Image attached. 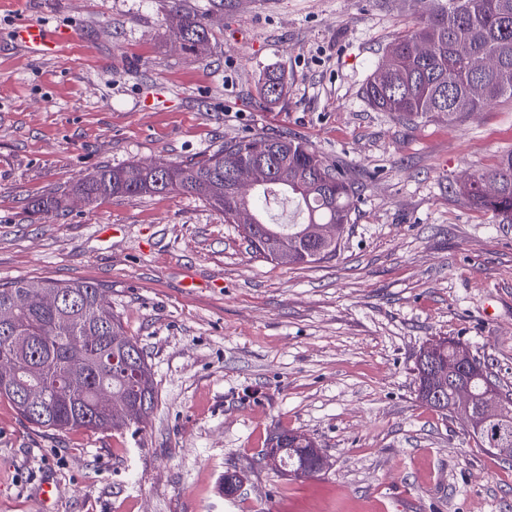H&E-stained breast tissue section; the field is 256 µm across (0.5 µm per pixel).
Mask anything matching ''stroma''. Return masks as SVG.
Segmentation results:
<instances>
[{
	"label": "stroma",
	"mask_w": 512,
	"mask_h": 512,
	"mask_svg": "<svg viewBox=\"0 0 512 512\" xmlns=\"http://www.w3.org/2000/svg\"><path fill=\"white\" fill-rule=\"evenodd\" d=\"M181 6L206 9L208 56L164 40L171 0L0 6V283L104 285L158 389L135 435L39 429L0 397V512H512V461L416 398L419 352L445 336L512 391V224L459 191L512 151V99L453 123L368 104L387 46L430 0ZM25 18L73 40L28 54L13 39ZM269 73L288 79L274 104L258 94ZM249 134L346 167L357 195L335 256H255L189 194L28 211L100 168L187 162ZM277 429L315 439L326 468L260 464ZM228 469L246 476L234 501Z\"/></svg>",
	"instance_id": "stroma-1"
}]
</instances>
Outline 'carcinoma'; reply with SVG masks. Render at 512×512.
Wrapping results in <instances>:
<instances>
[{
	"instance_id": "carcinoma-1",
	"label": "carcinoma",
	"mask_w": 512,
	"mask_h": 512,
	"mask_svg": "<svg viewBox=\"0 0 512 512\" xmlns=\"http://www.w3.org/2000/svg\"><path fill=\"white\" fill-rule=\"evenodd\" d=\"M178 30L164 32L190 55L210 49L206 13L177 10ZM263 100L275 103L285 93L282 78L265 76L258 84ZM368 103L383 112L407 118L435 113L454 121L487 103L512 97V0H440L437 7L408 34L386 49L384 62L363 87ZM252 169L250 193L231 189L229 177ZM470 204L491 213L500 224H512V151L491 170L469 175L460 187ZM78 193L87 202L103 196H152L187 193L239 223L238 214L252 212L261 222L260 238L249 240L256 255L280 264L303 265L336 253L337 242H323L318 224L343 230L349 223L356 188L345 171L324 160L302 141L284 136L249 135L224 143L193 163L160 168L129 164L103 169L71 189L33 200L31 215L52 217ZM297 201L304 213L300 224H272L265 218L282 196ZM48 295L59 299L45 302ZM434 362L455 367L456 341H440ZM0 397L37 428L141 431L155 409L158 392L143 349L123 332L93 282L58 283L18 279L0 284ZM417 396L427 407L448 413V391L417 373ZM112 394L121 410L99 412L98 392ZM480 448L512 446V402L503 417L472 436ZM292 475L302 465L308 476L325 467L314 441L282 431L271 436L260 460Z\"/></svg>"
}]
</instances>
